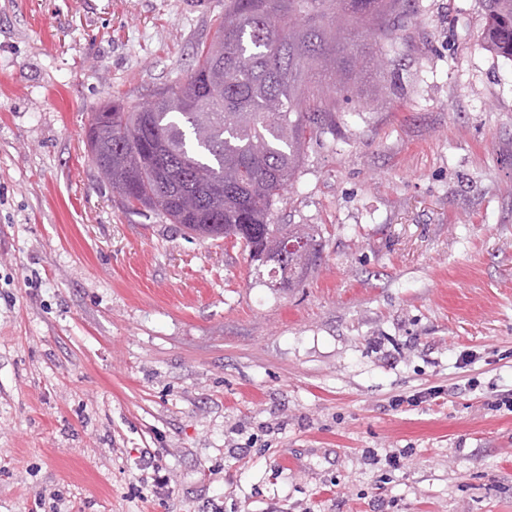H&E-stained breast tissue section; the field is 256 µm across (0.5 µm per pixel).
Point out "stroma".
Masks as SVG:
<instances>
[{"label":"stroma","instance_id":"1","mask_svg":"<svg viewBox=\"0 0 512 512\" xmlns=\"http://www.w3.org/2000/svg\"><path fill=\"white\" fill-rule=\"evenodd\" d=\"M223 16L0 0V512H512V62L483 0H414L308 142L273 221L321 260L278 291L85 150Z\"/></svg>","mask_w":512,"mask_h":512}]
</instances>
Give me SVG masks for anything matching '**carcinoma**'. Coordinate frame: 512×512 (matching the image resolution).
Returning a JSON list of instances; mask_svg holds the SVG:
<instances>
[{"instance_id": "carcinoma-1", "label": "carcinoma", "mask_w": 512, "mask_h": 512, "mask_svg": "<svg viewBox=\"0 0 512 512\" xmlns=\"http://www.w3.org/2000/svg\"><path fill=\"white\" fill-rule=\"evenodd\" d=\"M484 42L512 60V0H483ZM410 0H225L216 39L182 83L138 104L96 109L85 146L128 204L203 239L235 238L268 288H292L321 259L312 224L270 216L307 140L336 131L357 74L382 54L350 42L394 38Z\"/></svg>"}]
</instances>
